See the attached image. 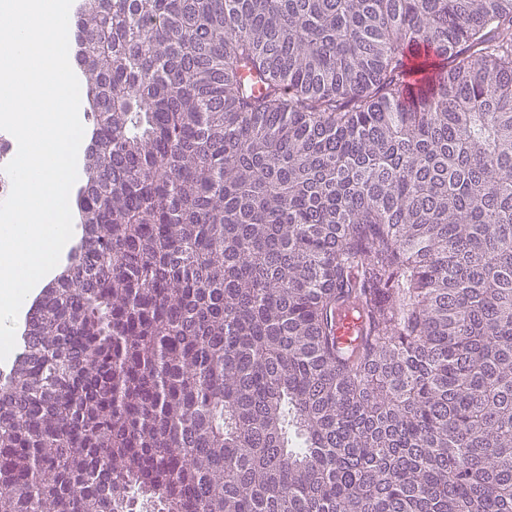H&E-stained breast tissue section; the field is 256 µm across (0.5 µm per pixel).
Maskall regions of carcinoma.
Returning <instances> with one entry per match:
<instances>
[{
  "instance_id": "carcinoma-1",
  "label": "carcinoma",
  "mask_w": 512,
  "mask_h": 512,
  "mask_svg": "<svg viewBox=\"0 0 512 512\" xmlns=\"http://www.w3.org/2000/svg\"><path fill=\"white\" fill-rule=\"evenodd\" d=\"M74 38L85 235L0 373V512H512V0ZM362 320L354 311L347 307H341L336 315V335L342 347L354 349L361 342Z\"/></svg>"
}]
</instances>
